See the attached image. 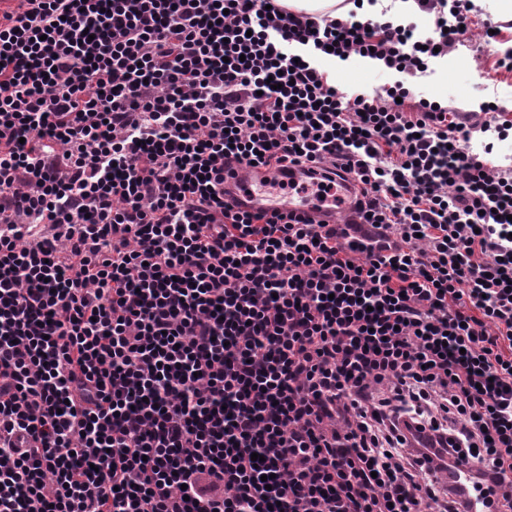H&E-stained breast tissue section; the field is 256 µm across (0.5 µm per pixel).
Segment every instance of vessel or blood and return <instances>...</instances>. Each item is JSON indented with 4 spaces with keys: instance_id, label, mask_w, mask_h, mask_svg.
I'll return each instance as SVG.
<instances>
[{
    "instance_id": "obj_1",
    "label": "vessel or blood",
    "mask_w": 512,
    "mask_h": 512,
    "mask_svg": "<svg viewBox=\"0 0 512 512\" xmlns=\"http://www.w3.org/2000/svg\"><path fill=\"white\" fill-rule=\"evenodd\" d=\"M296 186L316 182L317 176L308 168L299 167L286 173H274L265 168L251 167L238 162L231 163L224 172V199L230 204L249 211L271 213L289 210L303 217H310L314 223L326 224L339 231H348L350 240L385 242L383 230L361 223L355 190L346 179H337L336 194L340 205H328L310 195L277 196L268 191L272 180Z\"/></svg>"
}]
</instances>
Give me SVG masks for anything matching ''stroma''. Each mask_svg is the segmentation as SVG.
Wrapping results in <instances>:
<instances>
[{
    "mask_svg": "<svg viewBox=\"0 0 512 512\" xmlns=\"http://www.w3.org/2000/svg\"><path fill=\"white\" fill-rule=\"evenodd\" d=\"M479 8L473 15L465 40L434 59L428 72L413 81L416 96L436 100L449 109L479 118L480 104L497 101L512 120V69L499 66L498 58L485 49L484 30L494 27L502 46L512 47V16L501 12L497 0H475ZM319 68L332 76L340 91L371 93L394 82L395 74L384 71L367 59L351 57L340 61L319 58Z\"/></svg>",
    "mask_w": 512,
    "mask_h": 512,
    "instance_id": "obj_1",
    "label": "stroma"
}]
</instances>
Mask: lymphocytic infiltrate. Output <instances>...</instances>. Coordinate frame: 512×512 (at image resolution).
Instances as JSON below:
<instances>
[{
	"mask_svg": "<svg viewBox=\"0 0 512 512\" xmlns=\"http://www.w3.org/2000/svg\"><path fill=\"white\" fill-rule=\"evenodd\" d=\"M415 3L429 36L279 0L0 14V512H465L462 457L512 512V121L414 99L474 10ZM329 54L400 79L341 92ZM231 159L349 176L392 248L233 209Z\"/></svg>",
	"mask_w": 512,
	"mask_h": 512,
	"instance_id": "lymphocytic-infiltrate-1",
	"label": "lymphocytic infiltrate"
}]
</instances>
